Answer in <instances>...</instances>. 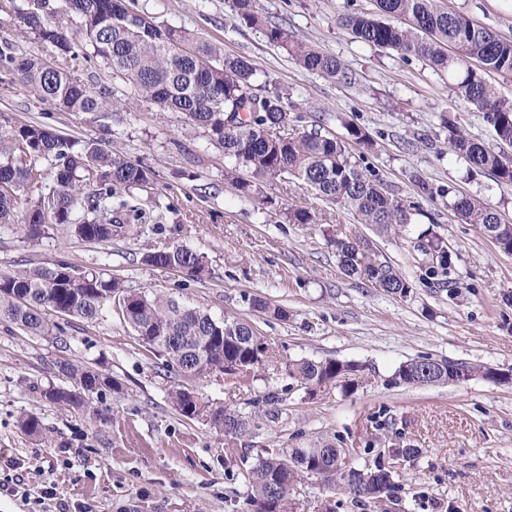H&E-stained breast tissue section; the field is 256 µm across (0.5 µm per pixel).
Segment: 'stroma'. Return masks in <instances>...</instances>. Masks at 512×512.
Returning <instances> with one entry per match:
<instances>
[{"label":"stroma","instance_id":"stroma-1","mask_svg":"<svg viewBox=\"0 0 512 512\" xmlns=\"http://www.w3.org/2000/svg\"><path fill=\"white\" fill-rule=\"evenodd\" d=\"M456 11L512 39V0H442ZM156 23L188 29L246 57L258 84L278 87L303 129L320 126L341 140L361 165L374 169L419 211L418 229H431L448 248L453 277L429 272L428 256L412 237H388L322 201L298 180H263L259 199L242 197L224 177V155L182 113L143 104L118 114L108 128L92 115L57 112L24 86H0V111L36 119L83 139L101 141L154 173L140 206L158 221L142 235L107 244L84 242L52 226L40 237L0 229V271L63 261L81 271L118 278L136 291L158 292L213 316L253 323L274 350L275 363L243 385L217 373L188 382L200 399L224 406L249 423L235 446L201 420H187L168 393L179 383L147 351L117 313L94 323L69 322L66 344L0 325V478L14 467L26 474L27 497L0 495V512H52L42 501L53 486L71 512H248L245 475L262 449L311 448L330 440L351 451L355 466L387 459V448L410 444L418 456L392 462L397 490L389 512H512V382L480 377L461 384L410 387L392 374L411 359L451 358L512 375V254L442 197L448 189L486 203L512 224V185L470 170L449 149V127L493 143L482 112L453 93L414 57L367 48L337 25L353 11L372 12L375 0H256L263 17L300 41L334 55L355 73L344 86L302 70L269 44L265 30L239 20L226 0H138ZM373 142L351 141L348 126ZM323 213L324 223L292 224L290 205ZM357 236L409 281L407 296L389 294L347 276L328 240ZM182 245L203 253L204 281L141 261L146 243ZM284 307L280 320L254 311L252 297ZM338 359L358 364L355 388L309 396L286 371L291 360ZM93 367L122 388L98 404L100 423L38 395L73 388L61 362ZM276 404H266L267 395ZM31 414L42 425L33 439L18 426ZM294 512H380L356 504L319 477L298 483Z\"/></svg>","mask_w":512,"mask_h":512}]
</instances>
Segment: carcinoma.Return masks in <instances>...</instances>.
Listing matches in <instances>:
<instances>
[{"label":"carcinoma","mask_w":512,"mask_h":512,"mask_svg":"<svg viewBox=\"0 0 512 512\" xmlns=\"http://www.w3.org/2000/svg\"><path fill=\"white\" fill-rule=\"evenodd\" d=\"M234 13L250 25L265 27L269 43L282 48L310 74L339 84L355 83V75L335 56L298 41L281 24L256 10V0H227ZM377 12H351L338 18L354 41L392 49L426 62L448 76L459 96L484 113L493 128L497 147L456 132L450 136L453 152L476 171H488L499 182L512 185V100L501 97L488 80L491 74L512 75V40L450 11L439 0H375ZM44 0H0L3 22L18 20L54 52L56 62L19 54L9 43L0 47V82L28 88L38 100L59 112H83L103 118L127 112L139 102L156 103L181 112L189 124L207 132L224 152V177L243 196L259 194L267 177L289 176L311 187L318 196L349 212L362 224L382 234L402 235L414 224L416 207L387 185L375 171L352 159L346 142L321 129H294V117L279 92H255L256 70L243 56L224 54L218 43L198 39L188 30L160 26L137 9L135 0H64L57 12L43 10ZM77 22L83 39L68 36ZM121 80L126 92L116 97L109 86L90 87L70 75L87 65ZM246 170L250 177L240 176ZM153 181L150 168L122 153L82 140L39 122H21L0 112V227L18 226L30 237L46 227H66L91 244L141 234L150 223L146 211L134 204L136 192ZM39 184L47 192L37 197L25 191ZM451 207L467 224L497 234L498 246L512 254V224L492 207L456 194ZM293 224H318L311 210L288 209ZM347 275L370 280L394 295L410 292L409 281L372 248L358 241L330 240ZM416 247L432 257L433 269L451 275L448 249L428 231L417 236ZM143 262L203 280L209 274L205 256L183 246L152 245ZM111 308L127 323L147 351L164 358L166 367L183 380L227 373L241 379L275 359L272 349L253 325L238 317L217 319L199 307H188L171 297L133 291L116 278L97 272H79L64 262L52 267L0 271V325L29 336L60 341L63 331L49 322L48 313L93 323ZM63 373L75 388L48 387L40 397L62 407L85 410L91 398L119 391L121 383L88 366L64 362ZM288 375L307 393L339 387L351 390L359 366L335 359L291 360ZM507 382L490 367L459 360L411 359L402 363L393 379L424 387L457 383L475 376ZM175 409L189 420H205L234 443L247 434L248 422L210 402L198 401L188 388L171 392ZM319 476L354 501L375 504L393 498V471L382 464L357 468L345 449L325 442L317 448L268 449L247 471L251 512H292V493L299 479Z\"/></svg>","instance_id":"1"}]
</instances>
